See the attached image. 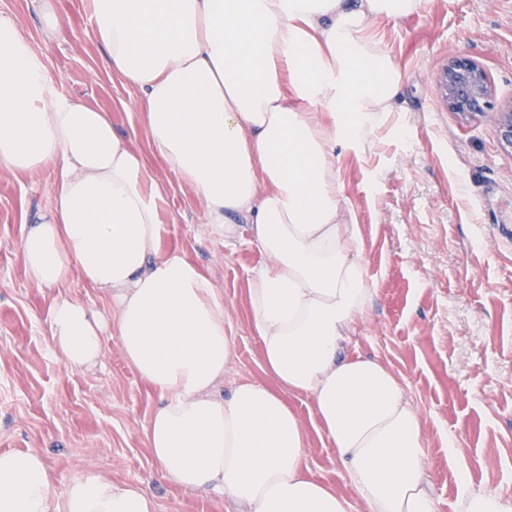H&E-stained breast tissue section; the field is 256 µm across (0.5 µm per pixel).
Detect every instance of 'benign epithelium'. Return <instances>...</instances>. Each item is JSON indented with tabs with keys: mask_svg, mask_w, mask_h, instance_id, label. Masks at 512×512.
I'll use <instances>...</instances> for the list:
<instances>
[{
	"mask_svg": "<svg viewBox=\"0 0 512 512\" xmlns=\"http://www.w3.org/2000/svg\"><path fill=\"white\" fill-rule=\"evenodd\" d=\"M438 88L448 111L463 120L493 112L501 144L512 149V107L494 110L492 88L482 67L466 57H456L441 71Z\"/></svg>",
	"mask_w": 512,
	"mask_h": 512,
	"instance_id": "1",
	"label": "benign epithelium"
}]
</instances>
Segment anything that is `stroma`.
I'll use <instances>...</instances> for the list:
<instances>
[{
	"label": "stroma",
	"instance_id": "obj_1",
	"mask_svg": "<svg viewBox=\"0 0 512 512\" xmlns=\"http://www.w3.org/2000/svg\"><path fill=\"white\" fill-rule=\"evenodd\" d=\"M63 39L45 41L32 0H0L20 20L63 90L102 108L117 131L139 124L138 93L108 73L79 0H60ZM374 40L404 74L401 108L375 145L337 163L360 229L373 292L349 352L377 358L405 387L424 421L429 474L440 512H455L460 477L512 499V150L485 117L448 112L437 78L467 57L486 71L496 103L512 102V0H421L399 20H381ZM164 185L166 245L182 248L222 290L235 350L222 391L262 379L248 303L264 256L248 239L210 235L202 204L156 159ZM53 176L0 171V451L41 453L58 484L95 472L151 482L159 512H233L223 497L159 481L144 426L160 403L104 338L95 369L66 365L47 331L51 289L28 282L21 227L52 201ZM308 433L311 474L345 498L354 493L308 396H289Z\"/></svg>",
	"mask_w": 512,
	"mask_h": 512
}]
</instances>
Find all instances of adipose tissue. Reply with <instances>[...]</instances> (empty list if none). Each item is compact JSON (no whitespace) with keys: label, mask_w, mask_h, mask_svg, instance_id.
<instances>
[{"label":"adipose tissue","mask_w":512,"mask_h":512,"mask_svg":"<svg viewBox=\"0 0 512 512\" xmlns=\"http://www.w3.org/2000/svg\"><path fill=\"white\" fill-rule=\"evenodd\" d=\"M107 69L135 88L149 147L64 92L24 26L0 13V170L53 171V201L23 228L26 278L56 289L48 334L65 364L97 366L116 336L161 404L145 428L160 476L239 512H440L423 421L377 359L345 352L372 285L337 161L363 154L404 82L368 37L421 0H84ZM192 188L211 234L249 235L267 261L249 279L264 379L219 385L234 338L224 295L164 246L165 191L147 156ZM98 288L107 312L61 294ZM310 397L355 493L310 477ZM144 484L91 473L57 486L40 453L0 452V512H158Z\"/></svg>","instance_id":"adipose-tissue-1"}]
</instances>
